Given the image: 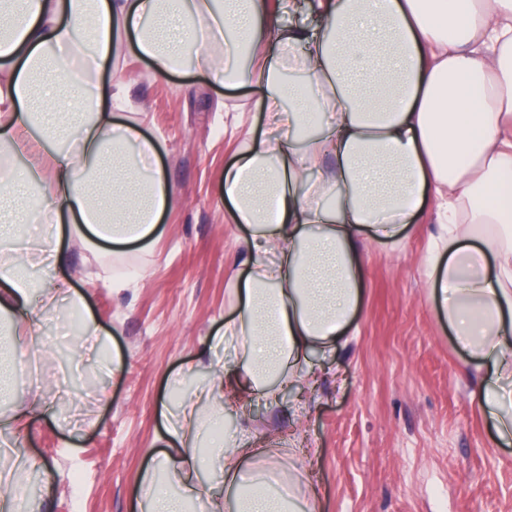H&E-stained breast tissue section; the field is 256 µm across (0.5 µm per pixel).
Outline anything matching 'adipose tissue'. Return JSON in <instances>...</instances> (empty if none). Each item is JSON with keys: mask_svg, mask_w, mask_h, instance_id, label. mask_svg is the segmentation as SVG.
Returning a JSON list of instances; mask_svg holds the SVG:
<instances>
[{"mask_svg": "<svg viewBox=\"0 0 512 512\" xmlns=\"http://www.w3.org/2000/svg\"><path fill=\"white\" fill-rule=\"evenodd\" d=\"M322 32L282 27L295 0H0V147L24 151L46 128L58 93L74 95L72 132L41 167L5 170L0 194L36 195L50 221L84 240L145 242L175 202L141 121L115 123L120 93L101 99L100 62L124 49L168 74L186 65L255 87L270 136L244 128L224 168L229 215L248 231L249 272L234 292L225 336L241 362L184 398L171 452L144 473L141 512H193L199 431L209 407L241 412L275 397L307 354L333 347L360 303L358 242L400 240L434 204L440 226L424 261L437 313L492 375L480 398L512 436V0H314ZM160 18L230 34L224 54L187 53L154 30ZM294 51L298 82L281 50ZM43 240L0 250V313L9 344L34 342L42 310L80 303ZM224 441V492L209 512H296L264 479L241 483L262 456Z\"/></svg>", "mask_w": 512, "mask_h": 512, "instance_id": "1", "label": "adipose tissue"}]
</instances>
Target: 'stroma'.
Masks as SVG:
<instances>
[{"instance_id": "1", "label": "stroma", "mask_w": 512, "mask_h": 512, "mask_svg": "<svg viewBox=\"0 0 512 512\" xmlns=\"http://www.w3.org/2000/svg\"><path fill=\"white\" fill-rule=\"evenodd\" d=\"M114 80L156 141L176 203L146 243L116 248L64 230L60 271L109 350L79 355L82 335L45 314L33 362L48 406L22 425L0 422L11 454L44 464L6 496L46 500L49 512H136L141 476L168 441L159 407L170 391L185 393L186 364L208 378L235 361V343L213 342L247 258L223 171L237 106L250 110L256 136L267 130L257 94L190 66L156 74L131 51L117 73L102 71V88ZM436 231L424 220L399 243L362 245L353 328L333 353L309 355L322 375L306 403L282 394L252 400L247 418L224 415L223 433H245L274 458L270 491L314 485L320 512H512V442L473 401L482 372L437 317L426 285ZM123 260L133 273L120 284L110 269Z\"/></svg>"}]
</instances>
